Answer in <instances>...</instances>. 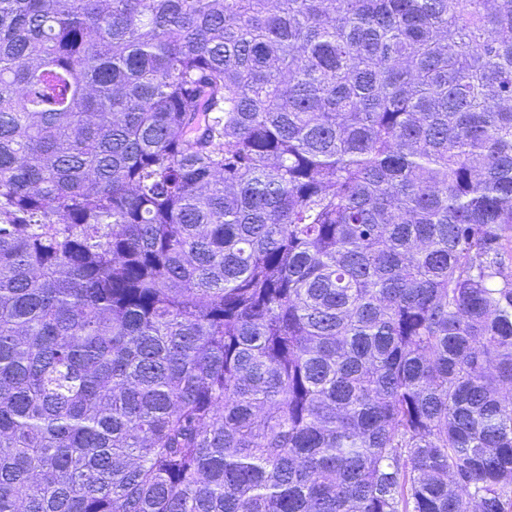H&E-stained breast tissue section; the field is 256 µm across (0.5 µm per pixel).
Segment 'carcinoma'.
Returning <instances> with one entry per match:
<instances>
[{"label": "carcinoma", "mask_w": 512, "mask_h": 512, "mask_svg": "<svg viewBox=\"0 0 512 512\" xmlns=\"http://www.w3.org/2000/svg\"><path fill=\"white\" fill-rule=\"evenodd\" d=\"M0 512H512V0H0Z\"/></svg>", "instance_id": "carcinoma-1"}]
</instances>
